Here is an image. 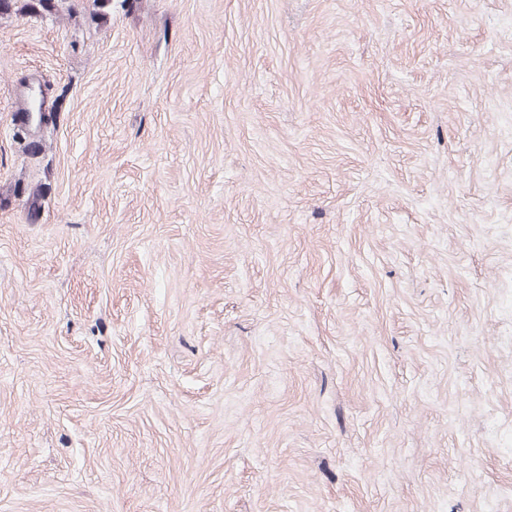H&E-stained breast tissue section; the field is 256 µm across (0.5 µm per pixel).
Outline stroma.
I'll return each mask as SVG.
<instances>
[{"label": "stroma", "mask_w": 512, "mask_h": 512, "mask_svg": "<svg viewBox=\"0 0 512 512\" xmlns=\"http://www.w3.org/2000/svg\"><path fill=\"white\" fill-rule=\"evenodd\" d=\"M0 195V512H512V0L2 18Z\"/></svg>", "instance_id": "stroma-1"}]
</instances>
